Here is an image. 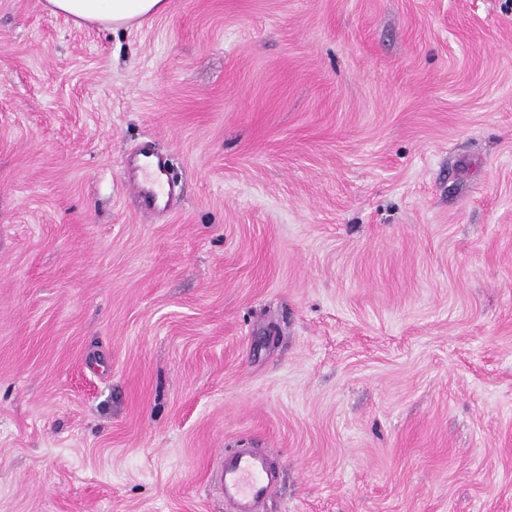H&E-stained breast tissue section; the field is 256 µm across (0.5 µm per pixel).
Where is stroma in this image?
<instances>
[{"label": "stroma", "instance_id": "1", "mask_svg": "<svg viewBox=\"0 0 512 512\" xmlns=\"http://www.w3.org/2000/svg\"><path fill=\"white\" fill-rule=\"evenodd\" d=\"M237 448L512 512V0H0V512H233ZM45 7L78 25L95 23L117 29L165 13L168 0H45ZM167 173V162L163 158L143 150L128 162V182L139 196L149 200L152 208H156L158 196L163 199L169 198L172 188L165 176Z\"/></svg>", "mask_w": 512, "mask_h": 512}]
</instances>
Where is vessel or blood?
<instances>
[{"mask_svg":"<svg viewBox=\"0 0 512 512\" xmlns=\"http://www.w3.org/2000/svg\"><path fill=\"white\" fill-rule=\"evenodd\" d=\"M166 173V160L146 150L128 162L130 185L139 196L152 202L171 194V186L165 183ZM221 486L235 512H260L270 486L264 460L244 451L228 454L224 458Z\"/></svg>","mask_w":512,"mask_h":512,"instance_id":"obj_1","label":"vessel or blood"}]
</instances>
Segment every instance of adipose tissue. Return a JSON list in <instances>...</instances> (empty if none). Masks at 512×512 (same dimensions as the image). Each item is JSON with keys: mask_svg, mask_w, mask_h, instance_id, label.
I'll list each match as a JSON object with an SVG mask.
<instances>
[{"mask_svg": "<svg viewBox=\"0 0 512 512\" xmlns=\"http://www.w3.org/2000/svg\"><path fill=\"white\" fill-rule=\"evenodd\" d=\"M45 6L79 25L95 23L117 29L165 13L168 0H45Z\"/></svg>", "mask_w": 512, "mask_h": 512, "instance_id": "ef3b65f1", "label": "adipose tissue"}]
</instances>
